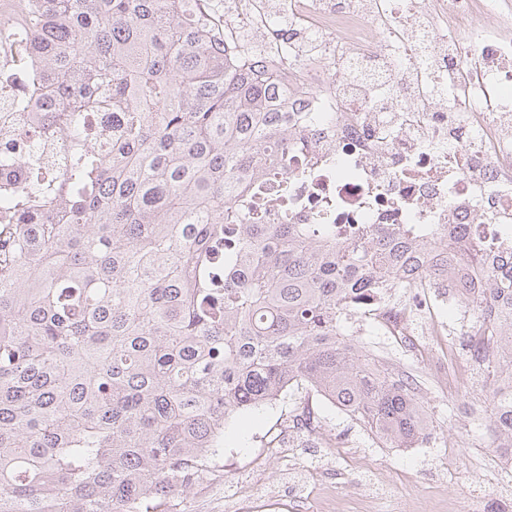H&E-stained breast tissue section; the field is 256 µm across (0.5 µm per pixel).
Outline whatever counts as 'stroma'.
Masks as SVG:
<instances>
[{"label": "stroma", "instance_id": "obj_1", "mask_svg": "<svg viewBox=\"0 0 512 512\" xmlns=\"http://www.w3.org/2000/svg\"><path fill=\"white\" fill-rule=\"evenodd\" d=\"M442 310L462 365L452 398L413 342L396 340L376 323L353 315L343 322L364 353L414 377L433 418L428 440L411 448L382 447L317 394L312 402L322 409L326 425L322 435L310 436L290 427L293 402L284 397L225 427L224 452L185 500V512H239V486L254 484L260 472L267 479L266 491L324 512L322 492L308 481L312 470L324 468L334 473L336 512H493L496 506L512 505V480H494L483 466L493 454L489 419L466 416L469 404L487 407L493 381L472 365L464 336L467 322L456 304H443ZM358 466L367 480L363 497L349 484L350 470Z\"/></svg>", "mask_w": 512, "mask_h": 512}]
</instances>
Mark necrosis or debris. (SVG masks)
Instances as JSON below:
<instances>
[{"instance_id":"1","label":"necrosis or debris","mask_w":512,"mask_h":512,"mask_svg":"<svg viewBox=\"0 0 512 512\" xmlns=\"http://www.w3.org/2000/svg\"><path fill=\"white\" fill-rule=\"evenodd\" d=\"M246 26L288 90L314 151L265 175L264 221L449 224L512 256V0H241L227 30ZM413 308L366 302L404 336H423L446 392L454 350L427 289Z\"/></svg>"}]
</instances>
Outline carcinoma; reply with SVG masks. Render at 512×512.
Segmentation results:
<instances>
[{"label": "carcinoma", "mask_w": 512, "mask_h": 512, "mask_svg": "<svg viewBox=\"0 0 512 512\" xmlns=\"http://www.w3.org/2000/svg\"><path fill=\"white\" fill-rule=\"evenodd\" d=\"M201 0H33L0 29L37 57L12 98L74 151L0 198V512H183L224 429L314 390L387 448L432 420L407 372L363 354L341 323L356 301L485 270L461 294L472 358L512 379V259L401 224H256L263 153L288 167V102L260 51L224 37ZM112 111V151L83 119ZM494 448H512V394H489ZM296 422L324 426L313 410Z\"/></svg>", "instance_id": "carcinoma-1"}]
</instances>
